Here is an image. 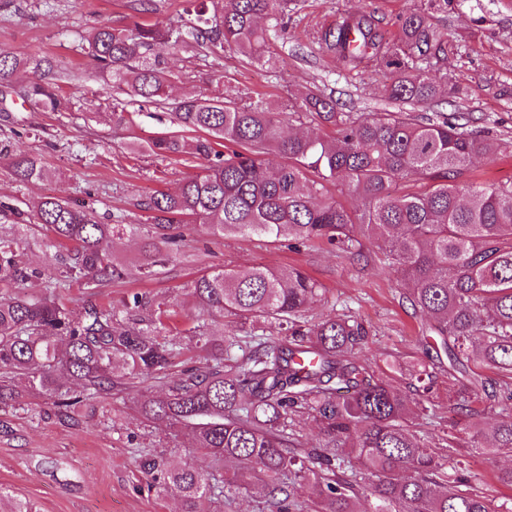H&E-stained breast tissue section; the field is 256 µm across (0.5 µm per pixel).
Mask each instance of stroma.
Wrapping results in <instances>:
<instances>
[{
  "mask_svg": "<svg viewBox=\"0 0 512 512\" xmlns=\"http://www.w3.org/2000/svg\"><path fill=\"white\" fill-rule=\"evenodd\" d=\"M284 35L273 38L272 67L245 63L232 52L205 57L196 47L170 50L175 72L166 94L226 95L249 102L264 99L281 113L285 128L301 130L308 119L294 115L302 93L319 87L331 94L342 112L394 110L383 95L388 75L370 64L347 71L323 53L314 36L321 26L340 21L345 13L365 12L382 22L386 37L398 31L402 12L419 8L421 0H295ZM186 0H152L142 12L140 0H0V50L50 57L70 76L64 95L67 109L50 112L30 100L15 99L0 112V201L24 209L45 196H56L93 207L107 224H129L132 232L115 238L114 256L126 269L124 279L106 284L98 300L119 302L134 292L166 303L173 323L185 332L197 323L199 311L186 285L199 273L229 266L301 269L322 288L307 306L312 323L347 315L370 331L355 358L394 388L408 391L409 406H428L415 433L436 453L449 476L462 477L469 488L482 492L495 505L512 507V487L499 483L498 468L512 464V455L489 456L488 438L479 447L452 448L448 436L458 419L448 409V362L437 360V377L429 392H409L413 366L424 363L419 338L426 320L403 296L401 284L381 270L324 241L294 248L287 240L257 235L219 237L207 225L188 221L175 225L183 237L180 250L151 275L140 269V237L151 228L139 203L156 190L175 191L188 176L199 172L201 159L187 154L156 155L147 148L153 138L177 135L191 138L170 108L142 107L115 99L109 77L92 69L84 54L87 37L100 24L133 28L149 22L167 28L184 19ZM448 40V75L455 91L424 106L427 114L460 112L473 117V127L490 131L498 151L473 163L465 177L485 184L512 182V0H448V10L432 16ZM123 109L118 123L113 108ZM18 152L39 155L47 178L16 181L10 157ZM0 234L19 238L26 265L45 266L56 249L44 230L19 227L0 214ZM16 385L19 405L0 409V489L33 503L37 512H177L176 499L148 488L138 457L148 450L166 461L223 479L225 467L194 448L188 431L175 432L145 421L140 401L161 395L162 380L127 376L111 396L55 415L51 400L29 392L24 378Z\"/></svg>",
  "mask_w": 512,
  "mask_h": 512,
  "instance_id": "obj_1",
  "label": "stroma"
}]
</instances>
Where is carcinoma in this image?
<instances>
[{
    "mask_svg": "<svg viewBox=\"0 0 512 512\" xmlns=\"http://www.w3.org/2000/svg\"><path fill=\"white\" fill-rule=\"evenodd\" d=\"M290 5L200 0L184 28L101 25L87 39V54L119 94L162 105L173 72L155 52L158 43L191 40L215 56L230 50L268 64L269 41L286 28ZM424 5L399 16L391 41L366 13L325 27L319 40L329 55L353 67L366 58L384 64L388 99L430 104L452 90L444 66L448 42L430 22L431 14L447 11L448 0ZM27 69L34 79L20 96L53 112L63 107L62 76L48 58L0 50V109L10 106L14 76ZM298 109L316 128L285 138L279 113L261 100L243 102L219 90L175 103L180 126L199 136L190 143L161 136L152 150L189 149L205 165L177 193L157 191L140 201L153 220L143 246L144 273L164 263V247L177 242L168 230L187 218L222 237L325 240L358 257L364 242L376 245L381 269L403 282L406 300L428 320L435 352L448 357V376L457 386L453 409H465L471 418L467 436H448V447L475 446L483 434L474 422L479 406L498 404L512 412V383L490 392L473 369L491 366L512 380V184L460 181L493 146L456 113L354 115L337 111L336 100L315 90ZM272 154L285 162L271 164ZM11 165L22 183L49 175L42 160L28 154L15 155ZM416 179L425 181V189L398 191L400 182ZM331 186L351 189L362 208L351 212L332 201ZM0 208L72 244L59 273L47 277L46 293L29 297L20 289L43 273L20 261L15 238L0 235V408L18 402L13 378L21 375L65 416L73 405L122 386V376L114 374L121 363L131 373L166 379L164 396L140 403L142 418L190 428L196 448L237 463L235 485L259 492L266 512H291L298 487L284 477L292 472L319 487L313 512H362L360 488L345 474L344 455L325 448H311L304 457L288 451V419L305 413L319 423L327 444L346 450L377 478L370 486L372 512H498L480 493L447 482L434 452L407 424V397L352 359L368 336L363 324L334 317L303 329L301 312L320 288L301 270L224 267L194 277L190 295L202 313L274 322L283 339L258 342L226 369L224 340L207 336L201 324L196 346L209 363L172 376L168 370L183 346L180 338L161 335L163 304L136 293L120 309L90 303L76 312L56 295L59 288L93 290L122 279L125 269L112 255V240L133 226L104 224L95 209L51 196L30 214L2 202ZM487 452H512V415L493 426ZM139 467L150 486L180 500V512H211L203 473L171 467L151 454L141 457ZM0 509L33 512L29 502L2 490Z\"/></svg>",
    "mask_w": 512,
    "mask_h": 512,
    "instance_id": "obj_1",
    "label": "carcinoma"
}]
</instances>
